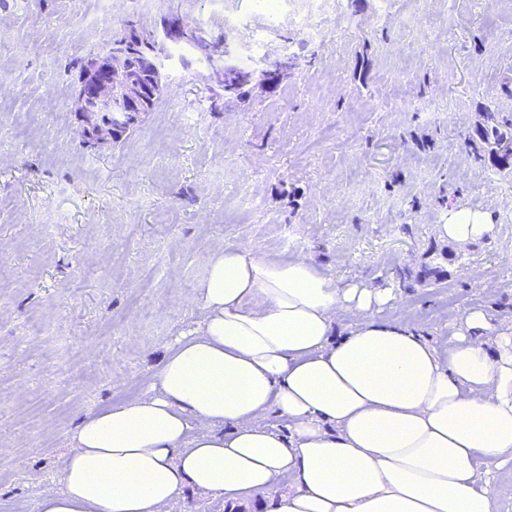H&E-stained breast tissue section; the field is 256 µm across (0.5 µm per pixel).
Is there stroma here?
Wrapping results in <instances>:
<instances>
[{
  "label": "stroma",
  "mask_w": 512,
  "mask_h": 512,
  "mask_svg": "<svg viewBox=\"0 0 512 512\" xmlns=\"http://www.w3.org/2000/svg\"><path fill=\"white\" fill-rule=\"evenodd\" d=\"M277 3L0 0V512H38L78 419L142 395L225 246L394 289L380 318L442 350L471 308L487 343L512 332V160L477 134L512 139V0ZM173 5L279 81L212 109L180 42L153 111L83 148L77 60ZM455 205L492 234L439 239ZM477 477L512 512V464L478 455Z\"/></svg>",
  "instance_id": "35a3bbf8"
}]
</instances>
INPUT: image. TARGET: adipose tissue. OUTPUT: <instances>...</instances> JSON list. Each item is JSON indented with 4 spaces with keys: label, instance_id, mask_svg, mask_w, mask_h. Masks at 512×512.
<instances>
[{
    "label": "adipose tissue",
    "instance_id": "adipose-tissue-1",
    "mask_svg": "<svg viewBox=\"0 0 512 512\" xmlns=\"http://www.w3.org/2000/svg\"><path fill=\"white\" fill-rule=\"evenodd\" d=\"M491 230L462 205L437 227L457 243ZM199 296L198 334L176 342L150 393L80 419L38 512H161L187 488L256 493L264 512H494L475 459L512 463V335L488 350L482 311L467 313L443 357L378 318L391 289L251 245L217 253ZM342 310L356 322L340 338ZM273 407L289 435L258 426Z\"/></svg>",
    "mask_w": 512,
    "mask_h": 512
}]
</instances>
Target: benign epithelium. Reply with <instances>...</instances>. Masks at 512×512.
I'll use <instances>...</instances> for the list:
<instances>
[{"mask_svg": "<svg viewBox=\"0 0 512 512\" xmlns=\"http://www.w3.org/2000/svg\"><path fill=\"white\" fill-rule=\"evenodd\" d=\"M194 37L186 16L177 10L150 30L134 18L124 20L112 43L93 53L80 71L75 112L84 146L93 148L139 123L146 103L163 95L160 52L148 49L147 43L160 48Z\"/></svg>", "mask_w": 512, "mask_h": 512, "instance_id": "1", "label": "benign epithelium"}]
</instances>
